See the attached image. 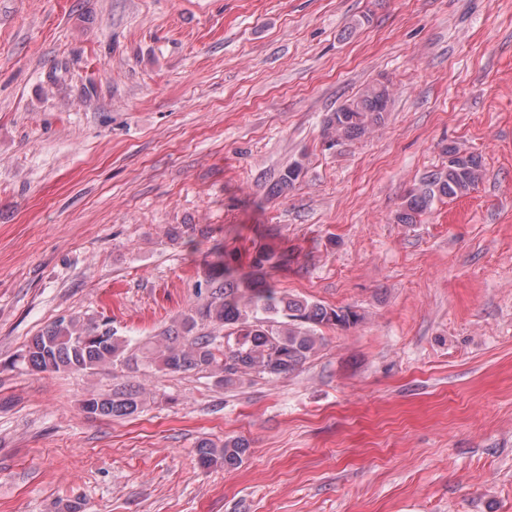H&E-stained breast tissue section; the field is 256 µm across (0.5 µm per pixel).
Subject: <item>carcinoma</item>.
<instances>
[{
  "label": "carcinoma",
  "instance_id": "carcinoma-1",
  "mask_svg": "<svg viewBox=\"0 0 512 512\" xmlns=\"http://www.w3.org/2000/svg\"><path fill=\"white\" fill-rule=\"evenodd\" d=\"M390 90L383 81L367 85L355 98L341 105L327 119L329 146L336 138L354 139L380 125L389 111ZM448 171L426 175L413 189L396 216L399 224H414L432 204L443 198L467 194L483 176L481 158L468 155L469 165L457 170L461 151L445 148ZM286 250L264 246L251 260L252 274L239 272L234 255L218 247L206 264L205 278L197 285L202 302L182 315L162 343L146 347L147 363L171 372L208 370L224 386H234L249 376L276 379L301 368L323 345L321 326L349 327L360 314L349 308H330L319 302L280 293L265 282L262 271L286 268ZM33 372H87L116 364L130 365L128 340L111 322L79 323L59 317L32 337L22 356ZM143 392L122 387L83 403V411L100 417H128L142 404ZM202 464L216 463L233 470L242 465L249 445L239 438L224 439L218 448L203 441L196 449Z\"/></svg>",
  "mask_w": 512,
  "mask_h": 512
}]
</instances>
